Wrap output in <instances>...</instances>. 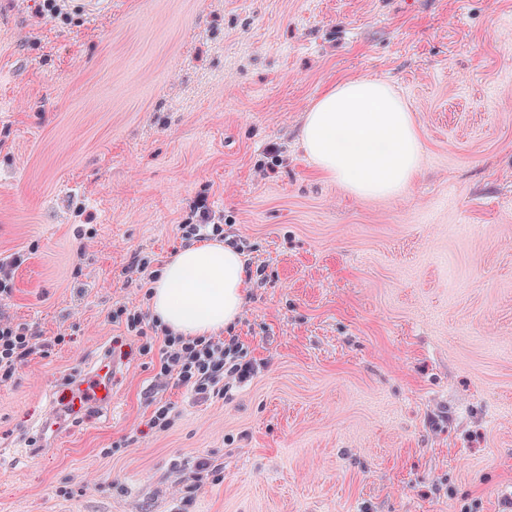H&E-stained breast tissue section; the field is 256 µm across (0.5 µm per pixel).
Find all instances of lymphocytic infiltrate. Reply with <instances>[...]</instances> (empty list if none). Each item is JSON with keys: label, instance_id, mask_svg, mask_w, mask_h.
<instances>
[{"label": "lymphocytic infiltrate", "instance_id": "lymphocytic-infiltrate-1", "mask_svg": "<svg viewBox=\"0 0 512 512\" xmlns=\"http://www.w3.org/2000/svg\"><path fill=\"white\" fill-rule=\"evenodd\" d=\"M113 323L141 338L143 352H157L153 383L175 385L207 399L224 397L233 385L249 378L254 366L238 336L189 338L170 333L139 309L113 310ZM39 333L32 325L0 316V384L10 382L18 367L39 347Z\"/></svg>", "mask_w": 512, "mask_h": 512}]
</instances>
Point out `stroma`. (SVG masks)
<instances>
[{
    "label": "stroma",
    "instance_id": "stroma-1",
    "mask_svg": "<svg viewBox=\"0 0 512 512\" xmlns=\"http://www.w3.org/2000/svg\"><path fill=\"white\" fill-rule=\"evenodd\" d=\"M0 0V314L41 334L0 385V512H512V0H107L64 22ZM388 82L422 142L403 193L319 174L299 129L329 86ZM206 198L246 240L226 398L162 391L113 324L148 308ZM115 351L112 408L66 418L64 380ZM137 444L113 452L124 437ZM223 469L222 463H216L215 460L209 458H200L189 472L188 480L191 484L187 488L197 489L201 486L204 479H209L210 477L212 481L219 480Z\"/></svg>",
    "mask_w": 512,
    "mask_h": 512
}]
</instances>
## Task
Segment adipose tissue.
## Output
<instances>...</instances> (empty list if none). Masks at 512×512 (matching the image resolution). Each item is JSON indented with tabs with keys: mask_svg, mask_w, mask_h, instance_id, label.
<instances>
[{
	"mask_svg": "<svg viewBox=\"0 0 512 512\" xmlns=\"http://www.w3.org/2000/svg\"><path fill=\"white\" fill-rule=\"evenodd\" d=\"M300 141L319 172L358 197L403 193L421 169L422 144L408 106L380 80H348L324 90L305 115ZM248 286L232 245L193 244L159 272L150 309L176 335L211 336L238 320Z\"/></svg>",
	"mask_w": 512,
	"mask_h": 512,
	"instance_id": "adipose-tissue-1",
	"label": "adipose tissue"
}]
</instances>
